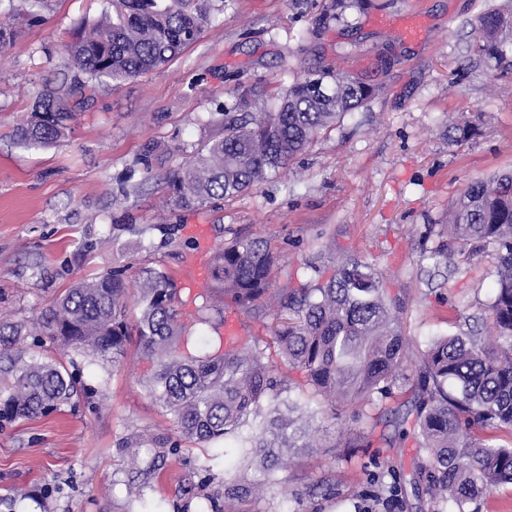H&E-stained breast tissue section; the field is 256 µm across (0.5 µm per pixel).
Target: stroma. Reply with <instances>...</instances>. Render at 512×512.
Returning a JSON list of instances; mask_svg holds the SVG:
<instances>
[{
    "label": "stroma",
    "mask_w": 512,
    "mask_h": 512,
    "mask_svg": "<svg viewBox=\"0 0 512 512\" xmlns=\"http://www.w3.org/2000/svg\"><path fill=\"white\" fill-rule=\"evenodd\" d=\"M325 0H208L197 39L146 75L97 87L64 139L27 148L14 136L43 85L73 78L64 47L101 20L106 0H47L38 15L26 0H0L14 36L0 49V314L32 323L79 281L111 272L126 281L129 318L140 314L144 270L165 273L179 290L192 335L221 349L226 334L270 338V319L233 303L210 308L212 259L239 236L268 242L274 285L325 282L328 248L350 251L382 274L407 339L408 368L436 336L485 337L494 261L473 258L456 274L422 259L428 225L473 181L512 172V72L465 61L472 23L503 0H359L341 18L319 22ZM419 16L420 40L402 18ZM343 68L377 87L371 101L323 130L277 175L200 206L176 204L173 173L243 113L272 111L278 93L320 69ZM483 113L479 133L448 143V121ZM31 354L79 374V401L27 420L0 422V512H200L180 488L210 469L205 494L224 497V462L213 444L180 438L173 418L149 394L154 366L130 343L119 364L29 337ZM353 402L325 417L314 447L280 469L282 493L247 500L237 512H448L430 500L421 471L426 449L386 436L383 464L348 463L368 433ZM177 442L143 499L128 492L127 438ZM392 487L387 500L366 497Z\"/></svg>",
    "instance_id": "stroma-1"
}]
</instances>
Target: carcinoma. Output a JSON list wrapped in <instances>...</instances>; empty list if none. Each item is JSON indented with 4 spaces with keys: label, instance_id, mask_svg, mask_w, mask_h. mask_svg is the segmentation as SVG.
Instances as JSON below:
<instances>
[{
    "label": "carcinoma",
    "instance_id": "1",
    "mask_svg": "<svg viewBox=\"0 0 512 512\" xmlns=\"http://www.w3.org/2000/svg\"><path fill=\"white\" fill-rule=\"evenodd\" d=\"M207 21L200 0H109L104 20L67 47L71 63L87 79L44 89L30 119L17 128L19 141L29 146L59 141L81 111L87 89L104 78L122 82L159 68ZM468 52L512 69V3L480 16ZM375 94L372 85L339 69L292 83L274 111L244 124L229 121L206 154L174 173L178 201L202 204L262 183ZM481 122L482 113L476 112L451 124L448 144L468 140ZM438 237L442 241L421 258L445 264L450 275L459 264L492 250L496 279L485 318L496 341L487 346L476 336L434 338L414 371L404 367L406 341L383 279L353 254L326 283L275 294L267 242L238 237L214 256L211 293L277 321L271 340L280 359L305 372L314 393L331 406L354 400L358 419L374 426L385 422L400 436L412 424L416 440L430 453L432 496L448 504V512H481L490 493L512 485V440L501 445L484 435L489 430L512 437V173L471 183L448 206V223ZM141 279V314L134 324L117 274L75 285L30 327L0 321V360L9 361L0 388V421L45 415L84 394L81 381L63 365L13 355L27 337L46 334L114 364L135 338L156 364L149 393L181 436L203 444L233 441L238 459L261 467L259 482L244 476L224 480V512L244 498H262L279 486L283 450L310 447L308 428L325 409L289 396L291 387L265 360L257 339L251 346H226L220 355L183 351L189 337L180 323L177 288L161 272L145 270ZM407 394L408 408L402 402ZM177 453L175 445L153 449L148 467L138 470L129 488L141 493Z\"/></svg>",
    "mask_w": 512,
    "mask_h": 512
}]
</instances>
